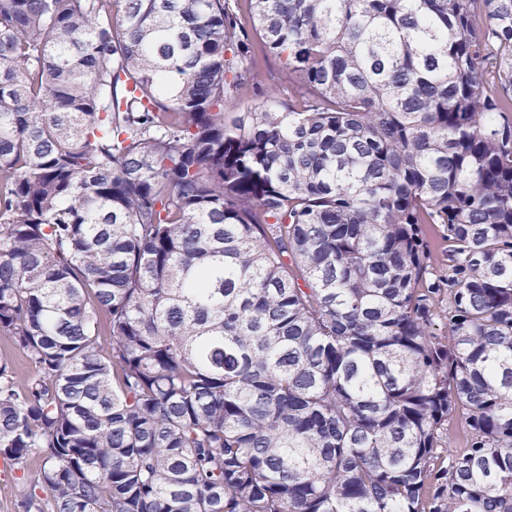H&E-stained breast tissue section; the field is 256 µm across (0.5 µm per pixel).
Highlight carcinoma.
<instances>
[{
    "label": "carcinoma",
    "mask_w": 512,
    "mask_h": 512,
    "mask_svg": "<svg viewBox=\"0 0 512 512\" xmlns=\"http://www.w3.org/2000/svg\"><path fill=\"white\" fill-rule=\"evenodd\" d=\"M511 88L512 0H0L25 512H512ZM264 81L267 85L277 86L284 93L288 91V75L283 61L278 58H269L264 65Z\"/></svg>",
    "instance_id": "carcinoma-1"
}]
</instances>
